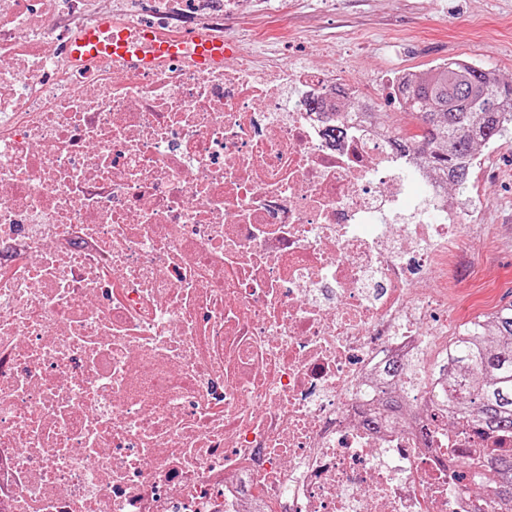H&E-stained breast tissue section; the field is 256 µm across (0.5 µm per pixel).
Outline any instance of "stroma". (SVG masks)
<instances>
[{"label": "stroma", "instance_id": "35a3bbf8", "mask_svg": "<svg viewBox=\"0 0 512 512\" xmlns=\"http://www.w3.org/2000/svg\"><path fill=\"white\" fill-rule=\"evenodd\" d=\"M286 9L288 36L274 43L265 19L248 20L251 49L272 45L298 68L319 55L343 62L354 78L368 79L383 120L399 130L414 122L375 77L423 74L453 58L512 82V0H288ZM469 191L464 210L476 196L487 204L468 231L469 249L448 272L455 326L512 303V138L481 149Z\"/></svg>", "mask_w": 512, "mask_h": 512}]
</instances>
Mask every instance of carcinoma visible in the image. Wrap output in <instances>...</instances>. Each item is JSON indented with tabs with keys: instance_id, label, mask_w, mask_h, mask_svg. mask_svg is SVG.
<instances>
[{
	"instance_id": "1",
	"label": "carcinoma",
	"mask_w": 512,
	"mask_h": 512,
	"mask_svg": "<svg viewBox=\"0 0 512 512\" xmlns=\"http://www.w3.org/2000/svg\"><path fill=\"white\" fill-rule=\"evenodd\" d=\"M401 96L420 126L398 131L395 147L421 149L457 190L468 189L474 145L496 144L512 124V84L473 62L451 60L411 78ZM493 324L487 336L483 320L471 321L449 342L448 384L432 396L448 414L512 439V303L494 314ZM487 453L485 479L495 505L512 512V447Z\"/></svg>"
}]
</instances>
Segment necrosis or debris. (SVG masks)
I'll list each match as a JSON object with an SVG mask.
<instances>
[{"label":"necrosis or debris","instance_id":"4bbe7bcc","mask_svg":"<svg viewBox=\"0 0 512 512\" xmlns=\"http://www.w3.org/2000/svg\"><path fill=\"white\" fill-rule=\"evenodd\" d=\"M252 2L0 0V512H490L504 437L429 399L458 198L338 68L248 65ZM107 26L104 24L83 28L70 42L69 48L72 56L88 54L102 46V40L106 36ZM194 61L200 66L218 64L224 59V47L200 38L194 40Z\"/></svg>","mask_w":512,"mask_h":512}]
</instances>
